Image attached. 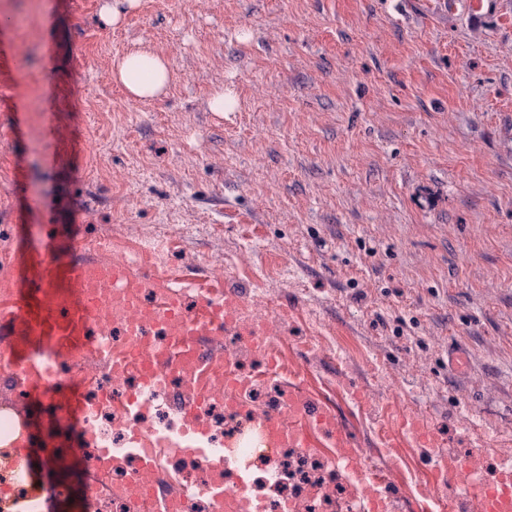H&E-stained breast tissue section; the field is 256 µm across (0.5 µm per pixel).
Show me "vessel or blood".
<instances>
[{
  "label": "vessel or blood",
  "instance_id": "1",
  "mask_svg": "<svg viewBox=\"0 0 512 512\" xmlns=\"http://www.w3.org/2000/svg\"><path fill=\"white\" fill-rule=\"evenodd\" d=\"M142 288L149 289L154 300L137 308L131 301ZM99 289L110 292L113 301H125L124 321L137 338L134 346L117 348L108 341L104 312L95 303ZM233 298L230 292L214 297L202 289L188 309L173 280L148 265L64 262L54 244L45 243L33 261L0 282V376L23 390L44 392L62 421L84 426L91 408L80 389L48 375L37 361L39 354L49 351L64 359L91 355L113 373L137 372L139 389L122 401L130 426L125 453L141 462L134 484L153 485L161 512H173L172 497L156 475L165 457L188 453L210 463L211 473L197 490L221 512H264L260 504L237 510L226 484L232 480L246 487L250 467L235 460L228 448L213 447L200 418L211 397L237 394L244 388L227 372L223 351L210 345L231 325ZM161 325L168 341L158 345L153 335ZM174 368L186 379L178 402L165 388ZM155 400L175 404L180 429H140L139 416ZM252 421L268 446L286 443L294 448L329 449L331 463L349 473L368 512H382L380 480L360 468L363 455L351 437L328 411L312 403L303 387L291 389L283 404L253 413ZM500 466L502 473L510 475V482L487 483L478 480L476 461L452 467L445 455L432 453L428 458L432 478L419 486V512H470L475 504L481 512H512V455H502Z\"/></svg>",
  "mask_w": 512,
  "mask_h": 512
}]
</instances>
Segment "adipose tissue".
I'll return each mask as SVG.
<instances>
[{
    "label": "adipose tissue",
    "mask_w": 512,
    "mask_h": 512,
    "mask_svg": "<svg viewBox=\"0 0 512 512\" xmlns=\"http://www.w3.org/2000/svg\"><path fill=\"white\" fill-rule=\"evenodd\" d=\"M112 77L131 99L150 101L166 93L172 79V68L166 55L138 49L114 59Z\"/></svg>",
    "instance_id": "adipose-tissue-1"
}]
</instances>
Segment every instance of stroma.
Listing matches in <instances>:
<instances>
[{
  "label": "stroma",
  "mask_w": 512,
  "mask_h": 512,
  "mask_svg": "<svg viewBox=\"0 0 512 512\" xmlns=\"http://www.w3.org/2000/svg\"><path fill=\"white\" fill-rule=\"evenodd\" d=\"M0 0V259L45 237L150 252L261 305L269 342L367 461L512 448V0ZM174 72L131 100L112 61ZM239 106L206 103L218 86ZM361 397H354V390ZM66 480L67 495L55 488ZM84 512V466L37 467ZM139 5L140 0H105L101 18L106 25H118L127 13L136 10ZM112 78L125 89L131 99L156 100L169 88L172 79L171 63L162 53L138 49L114 59Z\"/></svg>",
  "instance_id": "obj_1"
}]
</instances>
